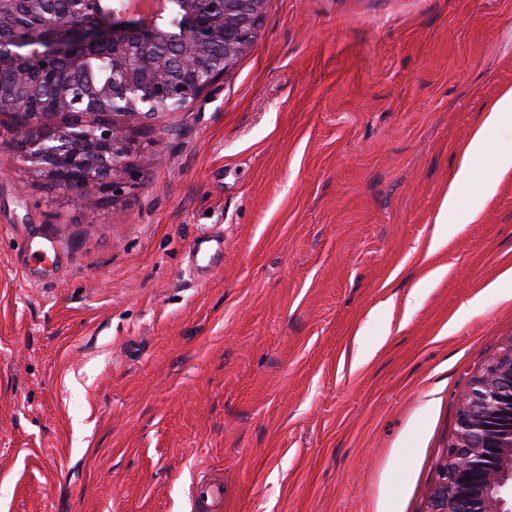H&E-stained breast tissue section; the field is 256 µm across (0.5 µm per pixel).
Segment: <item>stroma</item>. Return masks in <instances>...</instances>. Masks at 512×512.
<instances>
[{"label": "stroma", "mask_w": 512, "mask_h": 512, "mask_svg": "<svg viewBox=\"0 0 512 512\" xmlns=\"http://www.w3.org/2000/svg\"><path fill=\"white\" fill-rule=\"evenodd\" d=\"M509 86L512 0H267L223 80L132 128L120 196L0 146V512H189L205 470L225 512H427L512 344V172L476 158L496 194L430 246ZM191 268L198 274L212 269L224 255V238L210 234L195 237L190 246Z\"/></svg>", "instance_id": "1"}]
</instances>
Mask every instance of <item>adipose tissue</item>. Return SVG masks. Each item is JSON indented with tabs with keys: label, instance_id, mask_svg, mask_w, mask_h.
<instances>
[{
	"label": "adipose tissue",
	"instance_id": "adipose-tissue-1",
	"mask_svg": "<svg viewBox=\"0 0 512 512\" xmlns=\"http://www.w3.org/2000/svg\"><path fill=\"white\" fill-rule=\"evenodd\" d=\"M497 141L494 166L498 172L512 171V87L501 90L489 104L481 125L473 132L462 148L460 165L448 177L445 192L435 218L432 247L446 243L459 225L473 220L482 204L494 196L497 184L488 181L482 184L478 194H469L468 188L475 180L473 158L482 155L490 141Z\"/></svg>",
	"mask_w": 512,
	"mask_h": 512
}]
</instances>
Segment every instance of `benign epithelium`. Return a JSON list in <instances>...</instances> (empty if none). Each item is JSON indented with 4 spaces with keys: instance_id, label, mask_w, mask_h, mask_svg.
Returning a JSON list of instances; mask_svg holds the SVG:
<instances>
[{
    "instance_id": "benign-epithelium-1",
    "label": "benign epithelium",
    "mask_w": 512,
    "mask_h": 512,
    "mask_svg": "<svg viewBox=\"0 0 512 512\" xmlns=\"http://www.w3.org/2000/svg\"><path fill=\"white\" fill-rule=\"evenodd\" d=\"M158 14L104 7V0H0V72L23 70L0 113L15 120L10 146L45 184L80 198L115 195L129 167L133 141L117 117L138 121L179 112L223 79L247 54L265 0H159ZM108 49V87L87 89L74 80L85 62ZM36 72L54 92L25 112L20 92ZM61 121L29 126V120ZM512 345L490 361L460 398L456 426L440 464L427 512H512Z\"/></svg>"
}]
</instances>
